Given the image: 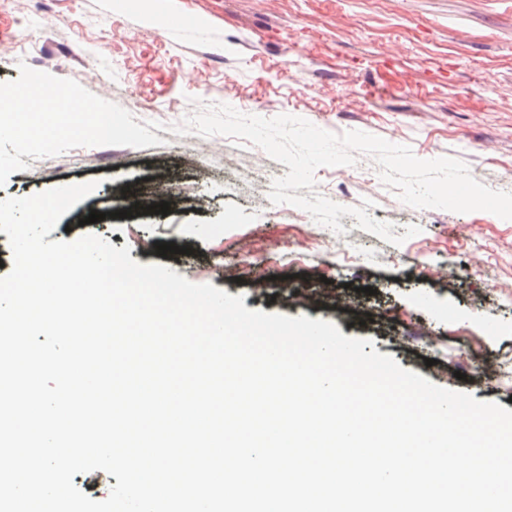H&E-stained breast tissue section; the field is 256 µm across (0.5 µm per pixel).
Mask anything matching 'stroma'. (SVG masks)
Wrapping results in <instances>:
<instances>
[{"label": "stroma", "mask_w": 512, "mask_h": 512, "mask_svg": "<svg viewBox=\"0 0 512 512\" xmlns=\"http://www.w3.org/2000/svg\"><path fill=\"white\" fill-rule=\"evenodd\" d=\"M22 62L75 80L136 123L164 125L158 146L78 147L10 175L0 199L97 182L50 240L99 233L140 264L243 296L247 309L333 322L438 386L512 400V220L407 206L361 155L318 168L316 190L404 241L348 215L339 235L269 201L288 168L262 149L166 130L198 100L288 114L421 159H460L479 182L512 192V0H165L148 23L142 0H48L38 11L33 0H0V82L17 79ZM136 180L147 206L170 186L185 193L165 216L85 223L91 210L126 209L122 192ZM410 225L421 231L408 238ZM172 239L188 254L157 256L156 243ZM348 307L364 324L350 323Z\"/></svg>", "instance_id": "stroma-1"}]
</instances>
